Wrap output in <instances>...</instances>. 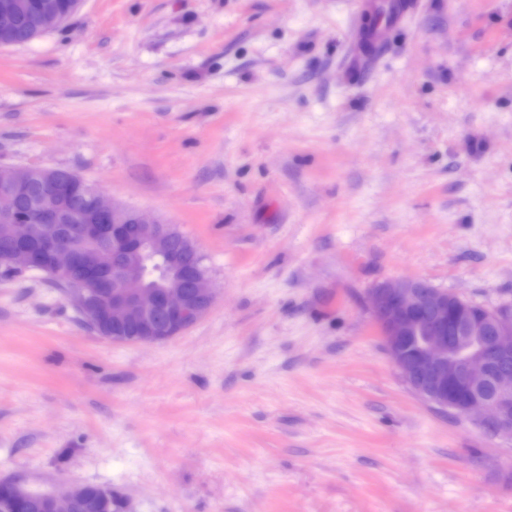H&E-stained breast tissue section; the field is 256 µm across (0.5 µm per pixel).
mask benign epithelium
Instances as JSON below:
<instances>
[{"label": "benign epithelium", "instance_id": "benign-epithelium-1", "mask_svg": "<svg viewBox=\"0 0 512 512\" xmlns=\"http://www.w3.org/2000/svg\"><path fill=\"white\" fill-rule=\"evenodd\" d=\"M37 14L44 29L64 18L59 0H0V43L13 40L24 12ZM77 182L84 190L79 213L87 240L112 235V249L80 250L68 238L48 235L31 245L40 224L58 219L61 189ZM43 196L37 223L19 211L33 185ZM177 229L122 206L56 167L0 169V268L42 270L69 287L84 325L101 337L129 344L171 340L202 319L215 301L202 256L187 237L181 250L170 243ZM144 249L163 260L169 284L144 287ZM370 309L390 363L411 392L428 404L450 409L487 429L489 437L512 443V310L476 308L470 300L421 279L385 281L370 292ZM112 491L87 496L84 484L34 491L0 482V512H97Z\"/></svg>", "mask_w": 512, "mask_h": 512}]
</instances>
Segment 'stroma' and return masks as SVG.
<instances>
[{"label": "stroma", "instance_id": "35a3bbf8", "mask_svg": "<svg viewBox=\"0 0 512 512\" xmlns=\"http://www.w3.org/2000/svg\"><path fill=\"white\" fill-rule=\"evenodd\" d=\"M81 0L0 47V165L175 225L217 299L105 340L0 275V481L126 512H512V444L417 398L372 288L512 302V0ZM363 12L376 17L375 25L362 34V40L371 48L378 47L384 40L388 28L396 24L405 0H359ZM390 1V2H378Z\"/></svg>", "mask_w": 512, "mask_h": 512}]
</instances>
